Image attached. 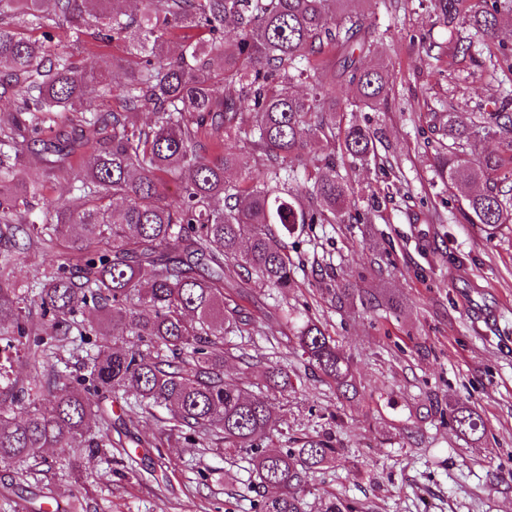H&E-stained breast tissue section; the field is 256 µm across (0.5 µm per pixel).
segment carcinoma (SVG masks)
Instances as JSON below:
<instances>
[{"mask_svg":"<svg viewBox=\"0 0 512 512\" xmlns=\"http://www.w3.org/2000/svg\"><path fill=\"white\" fill-rule=\"evenodd\" d=\"M126 0H0V99L13 100L17 115L0 125V224L28 240L71 238L72 252L45 276L36 303L50 323L39 330L22 316L24 299L0 288V354L42 331L50 338L41 363L65 346L73 317L88 310L87 334L110 336L114 344L88 355L90 377L51 384L41 397L14 379L11 399L28 402L18 420L0 408V467L22 479L42 448L86 443L88 453L106 446L90 435V423L111 427L100 400L117 402L129 391L141 413H171V430L192 448L234 449L250 457L262 487H277L258 512H306L303 492L309 475L340 454L325 433L288 437V448L271 452L263 443L280 421L266 401L224 376L226 336L241 331L237 308H224V289L253 278L274 288L293 283L294 264L283 238L309 224L368 223L352 211L351 186L336 158L367 163L376 157V133L358 124L341 126V106L332 91L336 78L356 89L350 105L377 110L385 104L393 74L385 66L363 69V51L372 24L348 8V0H142L138 15ZM502 0H438L439 17L453 24L467 12L469 25L490 35ZM81 32L95 30L98 43L125 44L133 57L101 56L94 72L74 53L52 45V36L32 39L23 30L49 23ZM237 35L226 39L225 28ZM187 29L179 50L166 52L168 37ZM456 57L512 74V61H483V43L459 38ZM126 68L121 83L112 72ZM307 84L297 94L294 83ZM237 94L225 93V87ZM112 97L119 108L112 121L98 115L99 102ZM156 116L146 131L131 122L137 112ZM68 114L80 127L77 139L44 144V170L67 166L84 200L74 209L37 210L41 184L20 177L26 151L39 142L45 120ZM434 126L448 138L436 157V172L463 193L459 220L492 230L512 223V88L503 89L494 108L465 121L453 103L435 113ZM250 143L251 153H232L224 140ZM504 138L503 154L471 161L461 141L473 145ZM328 152L313 155L312 168L298 171L309 145ZM264 169L251 183L230 182L236 170ZM178 197L169 199L168 182ZM134 336L130 346L115 340ZM295 350L318 377L340 392L356 393L348 361L336 340L314 320L296 330ZM272 388L294 389L291 377L270 371ZM457 429L480 437L485 425L471 407L450 413Z\"/></svg>","mask_w":512,"mask_h":512,"instance_id":"cac0c4a2","label":"carcinoma"}]
</instances>
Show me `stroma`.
Masks as SVG:
<instances>
[{
  "mask_svg": "<svg viewBox=\"0 0 512 512\" xmlns=\"http://www.w3.org/2000/svg\"><path fill=\"white\" fill-rule=\"evenodd\" d=\"M353 0L374 25L366 67L384 65L396 79L384 108L342 112L343 122L376 129L377 159L353 168L349 181L367 224H313L288 236L294 282L281 290L253 279L225 290L248 326L232 336L245 360L224 359L227 379L268 401L287 426L271 449L292 434L324 432L341 453L310 479L307 512H323L332 497L363 512H512V224L496 234L454 219L460 194L435 174L443 143L432 115L454 101L463 115L491 107L498 88L487 69L451 58L456 38L473 36L466 19L440 23L435 0ZM44 186V201L80 206L71 177L46 175L36 154L22 166ZM58 239L45 248L23 236L0 238V286L25 297V314L40 325L36 285L69 251ZM350 284L358 294L332 307L330 289ZM321 323L347 357L358 394L346 399L318 381L292 338L305 320ZM84 351L61 350L53 365L16 362L15 378L39 391L48 381L80 373ZM282 368L300 377L294 392L271 390L267 375ZM466 403L482 417L474 441L449 421ZM114 404L112 445L95 458L73 459L47 448L28 481L0 468V512H255L272 488L250 487L243 455L221 448H186L171 438L169 414L123 425Z\"/></svg>",
  "mask_w": 512,
  "mask_h": 512,
  "instance_id": "1",
  "label": "stroma"
}]
</instances>
